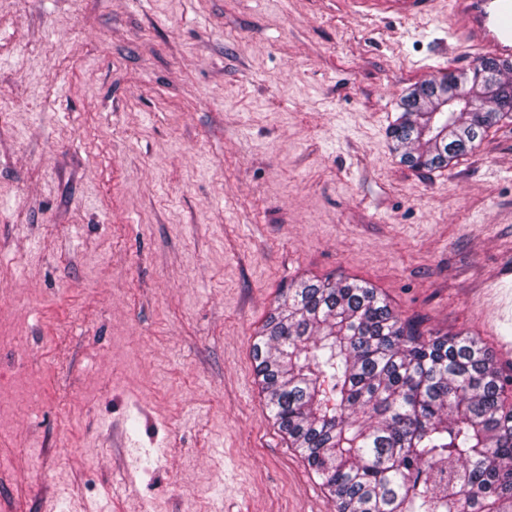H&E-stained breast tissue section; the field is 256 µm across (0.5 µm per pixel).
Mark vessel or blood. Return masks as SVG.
Masks as SVG:
<instances>
[{"instance_id": "obj_1", "label": "vessel or blood", "mask_w": 512, "mask_h": 512, "mask_svg": "<svg viewBox=\"0 0 512 512\" xmlns=\"http://www.w3.org/2000/svg\"><path fill=\"white\" fill-rule=\"evenodd\" d=\"M403 16L418 14L425 0H353ZM448 17L455 39L470 44L480 55L512 59V0H448Z\"/></svg>"}]
</instances>
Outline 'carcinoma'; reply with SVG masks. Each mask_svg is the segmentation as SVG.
<instances>
[{"label": "carcinoma", "instance_id": "carcinoma-1", "mask_svg": "<svg viewBox=\"0 0 512 512\" xmlns=\"http://www.w3.org/2000/svg\"><path fill=\"white\" fill-rule=\"evenodd\" d=\"M389 129L417 169L512 118V64L414 86ZM265 404L335 512H512V402L469 336H424L355 279L290 285L253 346Z\"/></svg>", "mask_w": 512, "mask_h": 512}]
</instances>
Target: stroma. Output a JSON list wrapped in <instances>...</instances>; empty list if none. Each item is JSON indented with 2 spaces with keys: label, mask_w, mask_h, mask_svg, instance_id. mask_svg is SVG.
Returning a JSON list of instances; mask_svg holds the SVG:
<instances>
[{
  "label": "stroma",
  "mask_w": 512,
  "mask_h": 512,
  "mask_svg": "<svg viewBox=\"0 0 512 512\" xmlns=\"http://www.w3.org/2000/svg\"><path fill=\"white\" fill-rule=\"evenodd\" d=\"M474 57L342 0H0V512H333L252 358L308 277L512 376V120L388 136Z\"/></svg>",
  "instance_id": "35a3bbf8"
}]
</instances>
